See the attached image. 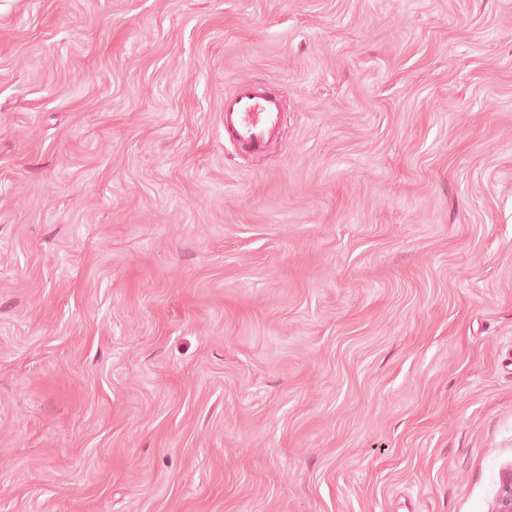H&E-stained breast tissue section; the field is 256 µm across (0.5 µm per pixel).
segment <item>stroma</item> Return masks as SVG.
Instances as JSON below:
<instances>
[{
	"label": "stroma",
	"mask_w": 512,
	"mask_h": 512,
	"mask_svg": "<svg viewBox=\"0 0 512 512\" xmlns=\"http://www.w3.org/2000/svg\"><path fill=\"white\" fill-rule=\"evenodd\" d=\"M511 465L512 0H0V512H492ZM282 101L263 83H239L224 97V139L248 153L262 152L281 123Z\"/></svg>",
	"instance_id": "stroma-1"
}]
</instances>
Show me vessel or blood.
I'll list each match as a JSON object with an SVG mask.
<instances>
[{
    "instance_id": "obj_1",
    "label": "vessel or blood",
    "mask_w": 512,
    "mask_h": 512,
    "mask_svg": "<svg viewBox=\"0 0 512 512\" xmlns=\"http://www.w3.org/2000/svg\"><path fill=\"white\" fill-rule=\"evenodd\" d=\"M282 101L258 82L239 83L224 99V137L236 149L262 152L281 123Z\"/></svg>"
}]
</instances>
